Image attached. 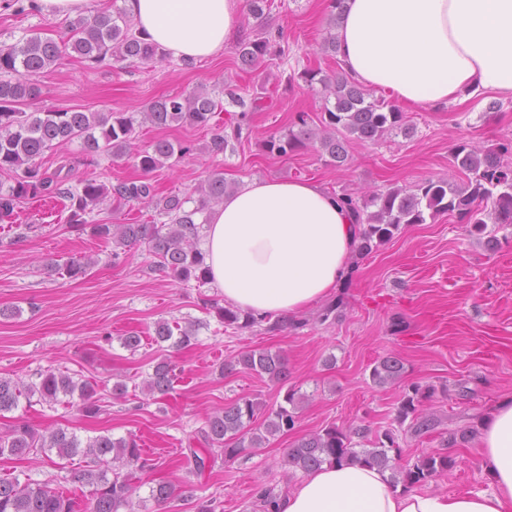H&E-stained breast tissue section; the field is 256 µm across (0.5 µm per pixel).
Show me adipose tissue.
Instances as JSON below:
<instances>
[{
	"label": "adipose tissue",
	"instance_id": "adipose-tissue-1",
	"mask_svg": "<svg viewBox=\"0 0 512 512\" xmlns=\"http://www.w3.org/2000/svg\"><path fill=\"white\" fill-rule=\"evenodd\" d=\"M137 31L172 58L221 55L243 0H123ZM342 73L405 108L436 109L492 91L512 98V0H344ZM359 224L309 181L252 180L213 207L204 241L226 304L272 319L296 315L346 278ZM486 491L449 496L393 487L357 462L323 465L274 512H512V397L479 425Z\"/></svg>",
	"mask_w": 512,
	"mask_h": 512
}]
</instances>
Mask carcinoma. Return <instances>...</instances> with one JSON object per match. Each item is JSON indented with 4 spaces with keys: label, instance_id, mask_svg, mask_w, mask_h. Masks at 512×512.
I'll list each match as a JSON object with an SVG mask.
<instances>
[{
    "label": "carcinoma",
    "instance_id": "1",
    "mask_svg": "<svg viewBox=\"0 0 512 512\" xmlns=\"http://www.w3.org/2000/svg\"><path fill=\"white\" fill-rule=\"evenodd\" d=\"M67 42L58 44L51 38L24 36L19 42L0 48V172L15 174L8 190L0 192V220L10 217L16 201L49 195L68 201L69 223L84 228L85 215L111 197L119 202L147 203L167 218L163 224H94L91 232L110 239L116 247L145 246L153 257L151 268L179 283L195 281L205 285L210 269L206 255L197 241L208 212L224 202V195L234 187L224 179V172L209 171L198 187L201 199L191 209V198L177 194L156 197L148 181H118L111 186L94 180L82 182L79 188L65 186L67 176L59 166L52 175L43 169L42 159L57 147L80 141L88 156L107 154L114 158L132 156L145 174L164 166L174 157L192 152L188 145L174 146L167 139H157L143 149L135 146V123H148L163 128L173 123L206 128L223 111L227 96L240 107L229 114L223 127L216 130L208 152H226L231 142L243 139L249 131V113L259 108L257 99L245 101L240 88L227 83L201 88L190 94H176L152 102L135 119L123 112H82L78 110L45 109L26 112L25 102L38 93L31 82L71 50L82 59L102 64L107 58L142 65L162 63L166 54L147 42L137 32L132 19L122 9L102 11L90 17H79L69 24ZM236 53L242 67L258 69L272 61L288 58V40L281 29L265 28L254 37L237 42ZM301 80L311 91H317L323 107L317 120H308L307 113L297 116L288 128L271 134L265 143L268 153L286 156L309 145L318 144L317 151L325 165L341 169L347 165L354 143L378 144L399 135L410 138L416 127L412 120L392 101L375 97L362 85L344 77L341 72L327 73L320 68L306 67L288 81ZM452 162L466 180L458 184L449 179L428 178L410 186L393 187L376 192L366 199L343 189L338 197L353 212L361 226L355 255L364 257L389 242L401 227L424 224L442 214H450L465 225L472 237L484 240L489 250L498 247L496 230L490 224L512 225V141L504 140L478 148L467 141L455 144ZM215 312L226 328H250L264 322L248 313L230 307H217ZM200 322L188 326L170 325L165 320L155 323L153 341L167 343L181 350L196 344ZM249 370L284 390L281 402L267 404L257 398L243 396L209 414L197 430L190 450L192 471L201 474L211 466L216 454L224 462H233L252 448H261L271 439L295 428L304 396L288 385L290 369L287 359L278 352L250 350L219 365V375L237 368ZM406 373L403 360L397 355L380 359L370 373L372 382L380 387L399 385ZM175 365L167 358L158 360L152 373L144 379L141 393L147 400L158 401L173 390ZM78 395L77 407L87 417L102 411L96 386L76 374L48 367L36 378L24 382L0 376V414L11 412L25 403L55 405L60 396ZM434 394L431 387L411 384L403 392L395 422L403 425L412 418L407 433L422 437L433 433L442 424L437 414L422 408V400ZM368 428L359 425L342 429L327 425L297 440L283 454L281 465L288 470L309 473L325 463L349 460L362 461L381 470L391 471L394 485L407 490L445 476L455 465V457L446 452L423 455L413 463H401V448L394 430L388 429L372 448L356 449L354 438H365ZM474 436V427L466 426L448 432L447 447L465 443ZM55 454L65 462L76 457L83 465L73 471L71 482L90 487L89 506L82 508L78 498L67 490L45 482H20L18 478L0 476V512H119L132 508V481L136 474L154 467L144 457L135 436L113 438L98 435L86 441L62 428L40 432L27 423H18L8 432L0 433V458L25 455ZM174 498V487L166 481L149 486V499L160 504ZM191 512H216V501L186 496L183 499Z\"/></svg>",
    "mask_w": 512,
    "mask_h": 512
}]
</instances>
